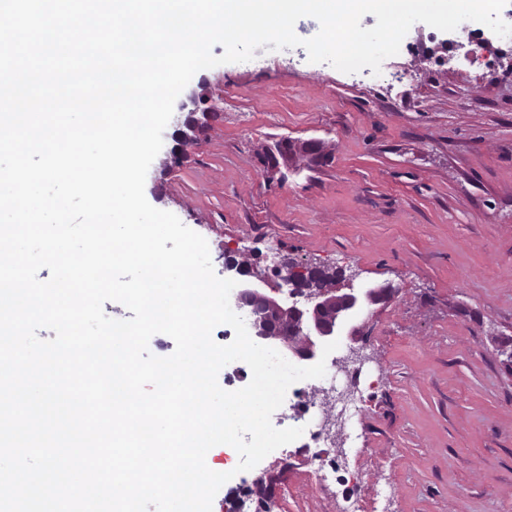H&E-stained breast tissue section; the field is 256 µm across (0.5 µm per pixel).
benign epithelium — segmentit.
<instances>
[{"label": "benign epithelium", "instance_id": "1", "mask_svg": "<svg viewBox=\"0 0 512 512\" xmlns=\"http://www.w3.org/2000/svg\"><path fill=\"white\" fill-rule=\"evenodd\" d=\"M205 108L193 109L186 115L174 117L176 129L163 138H171L172 147L165 153L164 165L181 158L187 147L196 141V135L210 126L215 107L209 100L192 98ZM302 152L312 158L320 157L319 144L283 140L275 149L266 152L270 173H277L280 167H290L296 153ZM224 270L234 271L244 277L234 296V306L246 307L252 315V338L267 347L280 345L291 356L301 361L313 360L324 344L340 337L349 340V355L341 360L363 361L360 344L361 329L353 320L367 306L388 302L395 289L391 285L365 288L355 285L357 273L341 274L331 278L323 287L309 285L310 275L322 270L312 264H299L288 258L282 259L270 272L262 273L248 260H226ZM259 493L255 512H269L274 498L272 483L261 475L254 480V488L245 496Z\"/></svg>", "mask_w": 512, "mask_h": 512}]
</instances>
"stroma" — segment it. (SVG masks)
<instances>
[{
    "label": "stroma",
    "mask_w": 512,
    "mask_h": 512,
    "mask_svg": "<svg viewBox=\"0 0 512 512\" xmlns=\"http://www.w3.org/2000/svg\"><path fill=\"white\" fill-rule=\"evenodd\" d=\"M477 37L497 40L486 27L414 24L384 62L387 87L268 55L199 71L176 103L201 91L218 116L177 164L157 158L147 173L149 203L206 239L216 272L252 250L268 266L273 241L395 288L361 316L362 411L342 422L358 512H512V368L499 354L512 338V44L489 80L465 56ZM284 139L332 152L267 181L264 149ZM318 453L276 449L217 496L287 461L277 512H340L342 486L317 488Z\"/></svg>",
    "instance_id": "stroma-1"
}]
</instances>
